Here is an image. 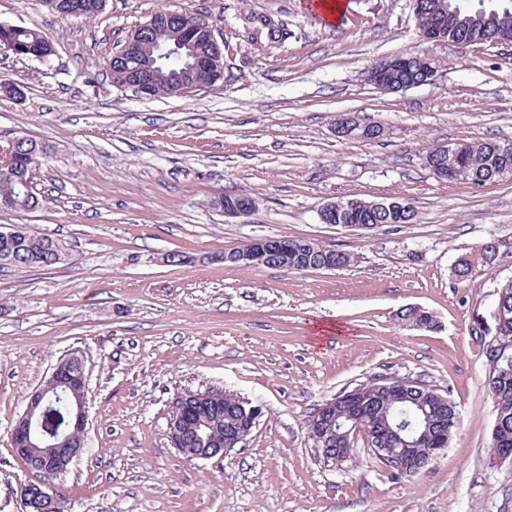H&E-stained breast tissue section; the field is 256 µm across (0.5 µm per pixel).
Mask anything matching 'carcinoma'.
Listing matches in <instances>:
<instances>
[{
	"label": "carcinoma",
	"mask_w": 512,
	"mask_h": 512,
	"mask_svg": "<svg viewBox=\"0 0 512 512\" xmlns=\"http://www.w3.org/2000/svg\"><path fill=\"white\" fill-rule=\"evenodd\" d=\"M52 10L60 15L69 16L78 6L86 8L84 16H94L102 7L103 0H51ZM413 13L419 29H436L447 41L470 45L492 44L512 41V5L504 0H412ZM8 42L15 49V57L36 59L50 54L52 41L40 31L21 26L3 28L0 26V43ZM204 44V35L189 34L184 23L176 19L146 33L143 49L155 58L154 79L158 87L168 91L187 86L199 78L200 72L184 66L183 58L189 46L196 48ZM140 57L110 58L105 62L107 75L113 86L119 87L129 82L140 67ZM499 141L486 140L469 142L465 147L466 159L460 160L453 155L441 156L427 154L429 165L456 166L461 168L458 181L476 184V180L491 182L500 179V173L512 176V152L501 154ZM26 189L0 171V206L19 211L28 210ZM367 202L359 200L356 222L359 224H411L415 220V210L398 213L388 210H369ZM22 254L24 257L15 263L17 268H49L56 265L52 256L47 254L45 237H34L20 231ZM292 249L263 261L268 266L292 268L302 261H320L323 254L314 251L310 257L296 258ZM412 379H399L396 392L379 390L371 379L357 385L364 398L369 400L372 414L370 420L371 445L375 448H433L441 440H449L456 422L451 420L452 409L445 400L447 394L431 387H411ZM495 405L496 419L492 432V443L499 448H512V376L501 380L491 390ZM56 413L66 414L75 407L76 394L68 389L56 388L49 392ZM237 394L224 392V403L214 405L210 402L189 400L190 420L206 423V433L212 442L224 443V436L238 430V416L235 401ZM337 420L328 426V448H347L345 439L348 408L345 400L336 401Z\"/></svg>",
	"instance_id": "obj_1"
}]
</instances>
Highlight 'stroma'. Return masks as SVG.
I'll use <instances>...</instances> for the list:
<instances>
[{
  "label": "stroma",
  "mask_w": 512,
  "mask_h": 512,
  "mask_svg": "<svg viewBox=\"0 0 512 512\" xmlns=\"http://www.w3.org/2000/svg\"><path fill=\"white\" fill-rule=\"evenodd\" d=\"M160 10L197 13L224 40V86L139 97L112 86L105 61ZM267 17L284 34H255ZM0 23L37 29L51 63L0 52V138L28 136L48 156L35 177L42 208L0 210L60 241L54 267L0 265V512H26L35 476L10 431L61 358L88 377L81 456L55 479L68 512H512V466L490 457L496 417L485 346L497 286L512 280V178L437 180L440 145L512 140V45L425 40L411 0H348L334 25L306 0H106L62 17L43 0H0ZM403 53L434 60L430 83L397 93L366 80ZM349 114L376 139L336 134ZM256 202L225 216L227 194ZM408 200L411 224L363 232L319 219L338 198ZM309 239L350 266L299 271L218 262L260 237ZM497 252L478 260L487 243ZM179 252V265L161 263ZM472 258L466 277L460 259ZM435 321L415 329L400 314ZM338 321L342 334L316 324ZM409 377L446 392L448 446L405 477L363 441L342 466L316 451L306 420L374 378ZM217 386L263 408L245 444L189 461L172 447L171 402Z\"/></svg>",
  "instance_id": "1"
}]
</instances>
